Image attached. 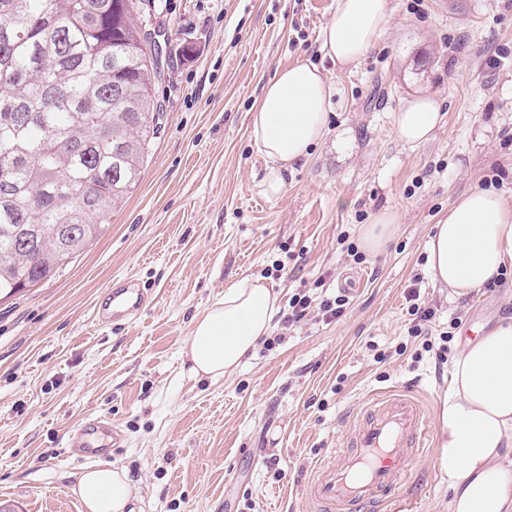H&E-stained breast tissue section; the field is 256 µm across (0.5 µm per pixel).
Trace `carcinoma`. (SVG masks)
Listing matches in <instances>:
<instances>
[{
	"label": "carcinoma",
	"mask_w": 512,
	"mask_h": 512,
	"mask_svg": "<svg viewBox=\"0 0 512 512\" xmlns=\"http://www.w3.org/2000/svg\"><path fill=\"white\" fill-rule=\"evenodd\" d=\"M141 0H0V295L58 276L135 188L162 115Z\"/></svg>",
	"instance_id": "carcinoma-1"
}]
</instances>
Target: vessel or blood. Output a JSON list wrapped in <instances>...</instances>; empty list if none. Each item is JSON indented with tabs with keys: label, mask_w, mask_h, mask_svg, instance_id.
Masks as SVG:
<instances>
[{
	"label": "vessel or blood",
	"mask_w": 512,
	"mask_h": 512,
	"mask_svg": "<svg viewBox=\"0 0 512 512\" xmlns=\"http://www.w3.org/2000/svg\"><path fill=\"white\" fill-rule=\"evenodd\" d=\"M149 300L136 280L115 281L96 320L103 325L131 321ZM347 439V451L317 464L308 479V498L321 512H365L387 501L409 463L427 447L430 432L422 404L403 389L366 398L350 421Z\"/></svg>",
	"instance_id": "1"
}]
</instances>
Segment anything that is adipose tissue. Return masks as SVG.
Instances as JSON below:
<instances>
[{
    "label": "adipose tissue",
    "mask_w": 512,
    "mask_h": 512,
    "mask_svg": "<svg viewBox=\"0 0 512 512\" xmlns=\"http://www.w3.org/2000/svg\"><path fill=\"white\" fill-rule=\"evenodd\" d=\"M392 0H336L321 31V48L339 68L357 64L388 30ZM336 93L320 68L297 63L278 69L250 112V137L268 160L264 193L279 196L284 172L307 160L330 132ZM438 98L408 99L394 115L402 143L418 146L441 128ZM429 272L458 299L512 269V200L492 189L456 196L428 241ZM279 297L261 280L242 279L194 320L185 346L196 377L219 380L270 336ZM434 466L451 497L448 512H512V316L468 342L454 358L448 388L435 408ZM77 491L87 512H126L133 489L123 471L101 466L80 474Z\"/></svg>",
    "instance_id": "adipose-tissue-1"
}]
</instances>
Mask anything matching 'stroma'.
Returning a JSON list of instances; mask_svg holds the SVG:
<instances>
[{"mask_svg":"<svg viewBox=\"0 0 512 512\" xmlns=\"http://www.w3.org/2000/svg\"><path fill=\"white\" fill-rule=\"evenodd\" d=\"M155 4L137 20L168 31L171 64L155 85L163 124L137 186L60 276L0 299V502L86 512L76 479L90 463L68 438L103 416L122 433L104 462L126 471L134 512H311L310 470L367 393L410 387L431 414L448 385L431 353L412 357L421 343L408 335L409 289L435 310L433 334L452 330L454 356L512 315V271L457 300L427 262L453 198L512 196V0H393L386 35L346 69L321 50L336 0ZM298 62L336 86L331 133L272 198L249 112L276 70ZM423 93L443 98L445 125L410 147L393 116ZM383 210L397 217L393 239L356 263L346 242ZM124 277L152 302L131 322L98 324L99 301ZM245 277L283 307L300 291L359 287L338 321L313 312L276 323L277 343L224 379L192 376L195 316ZM398 493L413 512H445L432 452L411 462Z\"/></svg>","mask_w":512,"mask_h":512,"instance_id":"35a3bbf8","label":"stroma"}]
</instances>
